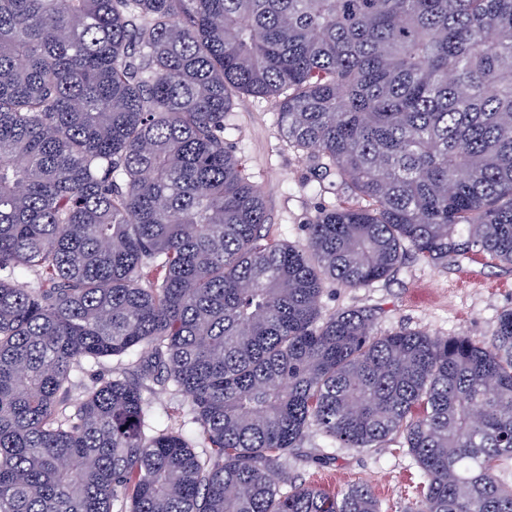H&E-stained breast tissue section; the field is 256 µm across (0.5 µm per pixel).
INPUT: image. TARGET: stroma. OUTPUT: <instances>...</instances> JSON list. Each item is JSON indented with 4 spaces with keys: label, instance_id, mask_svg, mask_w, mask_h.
Listing matches in <instances>:
<instances>
[{
    "label": "stroma",
    "instance_id": "stroma-1",
    "mask_svg": "<svg viewBox=\"0 0 512 512\" xmlns=\"http://www.w3.org/2000/svg\"><path fill=\"white\" fill-rule=\"evenodd\" d=\"M224 141L264 190L266 241L303 243L308 224L319 212L358 202L336 176L319 177L314 161L288 146L266 100H236L224 115ZM321 307L326 315L348 308L374 309L379 333L405 328L483 342L491 339L499 313L512 308V266L482 254L445 266L411 255L389 279L368 288L326 283ZM149 399L153 425L194 434L184 395L156 386ZM285 467L297 481L331 491L367 484L380 512H406L422 482L417 464L398 438L380 448L354 450L331 446L312 431L301 448L289 455Z\"/></svg>",
    "mask_w": 512,
    "mask_h": 512
}]
</instances>
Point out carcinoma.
I'll return each mask as SVG.
<instances>
[{"label": "carcinoma", "mask_w": 512, "mask_h": 512, "mask_svg": "<svg viewBox=\"0 0 512 512\" xmlns=\"http://www.w3.org/2000/svg\"><path fill=\"white\" fill-rule=\"evenodd\" d=\"M240 95L366 205L261 243ZM409 252L512 266V0H0V512H378L287 475L312 429L402 438L409 512H512V310L484 343L322 314ZM130 358H117L103 360L100 363L82 361L75 368V385L68 397L69 408L79 399L83 387L103 378H108L114 372H131L134 367ZM152 387V392L147 393L151 401L152 424L162 428H183L190 437H195V425L190 423V404L187 398L172 388Z\"/></svg>", "instance_id": "obj_1"}]
</instances>
